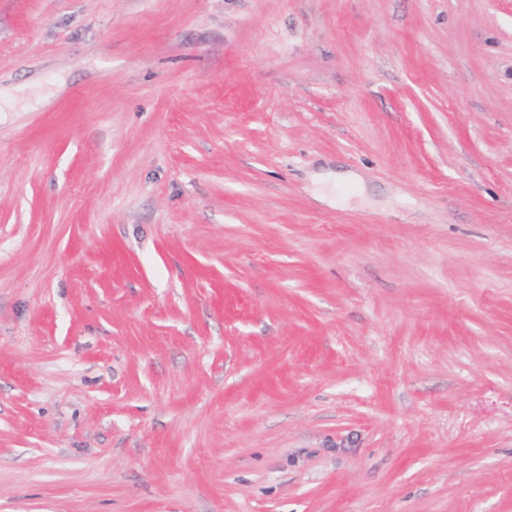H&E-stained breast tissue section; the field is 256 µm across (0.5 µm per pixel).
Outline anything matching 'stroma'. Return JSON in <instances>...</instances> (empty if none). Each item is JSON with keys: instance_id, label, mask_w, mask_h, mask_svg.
<instances>
[{"instance_id": "obj_1", "label": "stroma", "mask_w": 512, "mask_h": 512, "mask_svg": "<svg viewBox=\"0 0 512 512\" xmlns=\"http://www.w3.org/2000/svg\"><path fill=\"white\" fill-rule=\"evenodd\" d=\"M0 512H512V0H0Z\"/></svg>"}]
</instances>
